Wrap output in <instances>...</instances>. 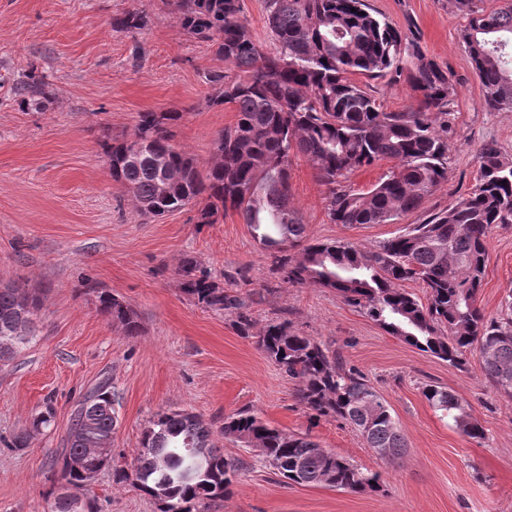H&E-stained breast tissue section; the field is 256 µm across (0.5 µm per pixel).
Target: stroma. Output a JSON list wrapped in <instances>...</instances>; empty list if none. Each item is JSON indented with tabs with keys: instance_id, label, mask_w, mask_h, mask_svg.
I'll return each instance as SVG.
<instances>
[{
	"instance_id": "stroma-1",
	"label": "stroma",
	"mask_w": 512,
	"mask_h": 512,
	"mask_svg": "<svg viewBox=\"0 0 512 512\" xmlns=\"http://www.w3.org/2000/svg\"><path fill=\"white\" fill-rule=\"evenodd\" d=\"M367 2L377 17L413 31L455 86L447 106L448 180L395 223H331L315 170L306 157H293L290 202L309 239L368 249L470 192L483 143L512 152V111L484 107L460 38L467 19L454 0ZM133 8L147 13V27L113 30V18ZM4 65L13 77L41 75L52 102L41 112L25 110L0 87V284L36 289L41 298L35 335L0 361V512H44L54 480L49 466L71 413L105 379L119 399L112 446L124 462L133 461L159 411L185 408L212 426L214 446L238 470L230 495L206 512H512V398L485 379L477 353L451 367L389 335L336 292L283 282L236 211L216 224L198 223L191 206L147 219L112 180L102 141L131 134L139 113H182L172 143L202 168L218 135L236 121L231 105L208 102V75H234L233 66L182 28L169 0H0ZM187 256L245 299L257 325L288 318L367 375L406 440L404 455L380 458L349 424L314 417L295 381L240 336L230 316L183 293L177 268ZM98 287L135 312L141 335H125L99 313ZM509 301L512 224H499L487 239L478 305L497 319ZM427 383L461 398L485 440L468 439L435 411L422 394ZM48 402L52 424L30 432ZM240 410L379 473L381 491L283 483L256 452L221 433L225 416ZM24 431L28 445L15 449ZM91 493L103 512H157L150 497L114 483L108 468L93 478Z\"/></svg>"
}]
</instances>
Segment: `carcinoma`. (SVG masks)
<instances>
[{"label": "carcinoma", "instance_id": "obj_1", "mask_svg": "<svg viewBox=\"0 0 512 512\" xmlns=\"http://www.w3.org/2000/svg\"><path fill=\"white\" fill-rule=\"evenodd\" d=\"M468 17L461 38L484 89L490 110L512 108V2L485 10L475 0H455ZM181 25L212 42L216 54L243 76L210 74L209 103L231 104L233 125L215 143L204 170L176 149L172 128L180 112H141L129 138L103 147L112 180L122 184L135 209L163 216L189 205L197 223L216 224L237 211L255 239L274 251L276 271L295 286L337 291L388 334L454 367L478 353L485 379L512 397V302L502 318L485 317L477 299L486 269V239L496 224H512V154L497 142L477 154L478 177L468 196L429 215L375 249L351 243L308 242L307 226L289 207L290 164L307 157L326 188L333 224H387L420 208L448 179V98L455 92L448 71L426 57L416 39L374 15L366 0H264L275 48L263 51L242 17L240 0H173ZM147 15L128 10L112 28L141 30ZM404 79L419 93L407 112H386L353 79ZM23 108L41 110L47 91L34 72L13 87ZM165 158L178 177L167 180L156 164ZM383 160L395 166L367 191L347 183L354 170ZM183 292L194 303L234 316L233 326L251 336L255 322L243 299L186 256L177 269ZM418 281L421 302L399 287ZM97 293L101 314L137 336L133 311L106 290ZM39 295L18 286L0 287V361L13 355L16 336L35 335ZM256 345L297 383V398L318 416H335L356 428L368 447L401 455L406 442L384 398L341 354L273 320L256 334ZM422 394L465 437L480 442L483 428L447 388L427 384ZM119 404L108 381L100 382L75 408L60 467L63 492L46 496L47 512H98L86 496L87 473L112 468L116 483L137 479L134 488L154 500L158 512H203L230 492L234 463L211 444V428L187 409L157 413L145 428L132 471L112 467V458L87 453L112 440ZM224 437L252 448L275 474L297 485H327L350 492L380 491V475L365 473L308 435L289 434L247 410L224 418ZM82 461L73 467L72 458Z\"/></svg>", "mask_w": 512, "mask_h": 512}]
</instances>
